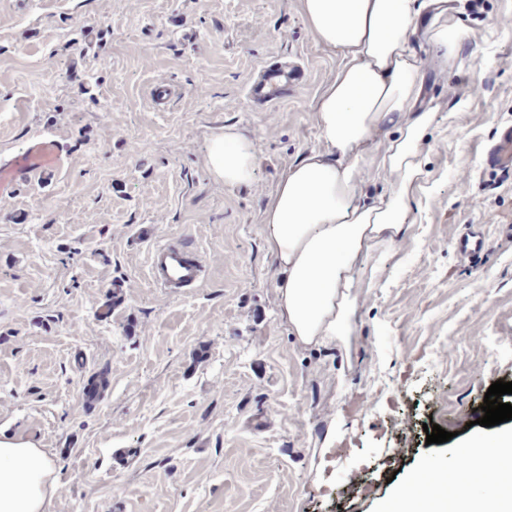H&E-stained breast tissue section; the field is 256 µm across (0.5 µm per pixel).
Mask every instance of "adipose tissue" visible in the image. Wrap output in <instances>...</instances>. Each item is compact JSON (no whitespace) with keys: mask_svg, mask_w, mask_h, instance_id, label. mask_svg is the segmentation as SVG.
Masks as SVG:
<instances>
[{"mask_svg":"<svg viewBox=\"0 0 512 512\" xmlns=\"http://www.w3.org/2000/svg\"><path fill=\"white\" fill-rule=\"evenodd\" d=\"M441 0H303L313 39L338 50L344 62L322 91L317 122L323 149L307 153L278 181L264 212L278 268L281 311L298 336L346 335L356 310L352 270L380 242L403 243L408 191L421 176L419 143L435 115L417 101L424 59L412 39L426 6ZM398 135L378 161L365 162L363 147L383 128ZM206 165L225 186L254 183L258 157L235 128L216 131ZM387 173L386 198H361L362 184ZM496 455L480 443L456 453L452 467L483 471L499 464L496 488L458 487L433 512H512V432L496 437ZM54 466L45 449L0 441V512H46Z\"/></svg>","mask_w":512,"mask_h":512,"instance_id":"1","label":"adipose tissue"}]
</instances>
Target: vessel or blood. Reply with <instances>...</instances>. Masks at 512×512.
<instances>
[{
  "label": "vessel or blood",
  "mask_w": 512,
  "mask_h": 512,
  "mask_svg": "<svg viewBox=\"0 0 512 512\" xmlns=\"http://www.w3.org/2000/svg\"><path fill=\"white\" fill-rule=\"evenodd\" d=\"M306 79L298 62L272 58L255 76L247 91L251 104L264 106L280 101ZM67 146L52 131L31 135L22 148L0 156V198L14 195L24 185L48 181L63 166ZM486 168L512 173V123L502 125L483 151ZM455 249L468 259L479 257L485 247L482 233L467 230L456 236ZM152 283L168 294L178 295L200 287L206 278V261L196 248L179 242H160L148 253Z\"/></svg>",
  "instance_id": "vessel-or-blood-1"
}]
</instances>
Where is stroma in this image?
Wrapping results in <instances>:
<instances>
[{
    "label": "stroma",
    "mask_w": 512,
    "mask_h": 512,
    "mask_svg": "<svg viewBox=\"0 0 512 512\" xmlns=\"http://www.w3.org/2000/svg\"><path fill=\"white\" fill-rule=\"evenodd\" d=\"M506 16L512 0H448L464 35L445 62L418 19L436 119L406 242L356 268L347 335L306 341L281 314L263 224L281 176L322 147L315 109L342 63L302 0H0V153L46 128L71 150L52 184L0 198V426L42 431L48 512H398L420 468L512 430L476 423L491 384L512 382V177L482 162L512 122ZM276 56L309 79L251 106ZM157 84L177 90L167 109ZM225 126L256 149L253 184L206 168ZM463 224L484 227L480 267L452 246ZM184 238L207 278L171 296L147 252ZM428 424L452 439L427 443ZM350 470L362 484L341 490Z\"/></svg>",
    "instance_id": "1"
}]
</instances>
